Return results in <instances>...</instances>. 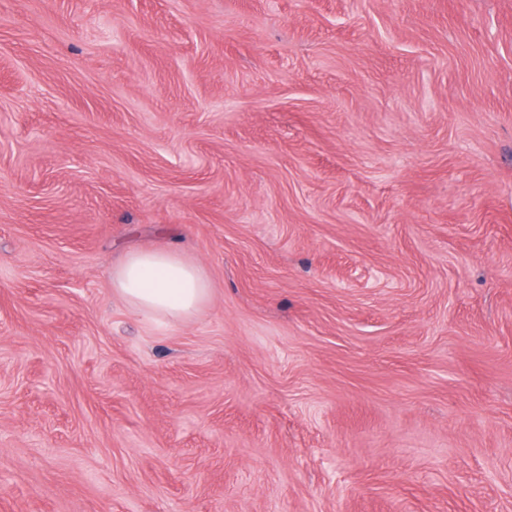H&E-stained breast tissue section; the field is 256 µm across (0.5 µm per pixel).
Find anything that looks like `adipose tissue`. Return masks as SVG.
<instances>
[{"label":"adipose tissue","instance_id":"adipose-tissue-1","mask_svg":"<svg viewBox=\"0 0 512 512\" xmlns=\"http://www.w3.org/2000/svg\"><path fill=\"white\" fill-rule=\"evenodd\" d=\"M112 288L137 310L170 320L193 316L211 294L205 272L172 250L129 252L112 270Z\"/></svg>","mask_w":512,"mask_h":512}]
</instances>
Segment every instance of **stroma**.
<instances>
[{"label": "stroma", "mask_w": 512, "mask_h": 512, "mask_svg": "<svg viewBox=\"0 0 512 512\" xmlns=\"http://www.w3.org/2000/svg\"><path fill=\"white\" fill-rule=\"evenodd\" d=\"M0 512H512V0H0ZM112 288L137 310L170 320L193 316L211 294L205 272L172 250L129 252L112 268Z\"/></svg>", "instance_id": "1"}]
</instances>
